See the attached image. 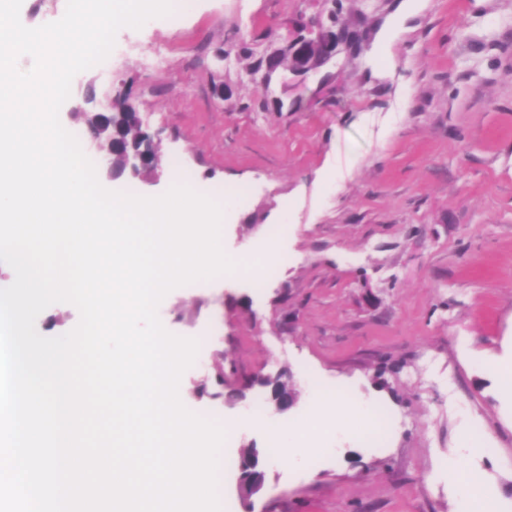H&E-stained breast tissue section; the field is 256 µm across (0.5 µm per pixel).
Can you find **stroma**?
Returning <instances> with one entry per match:
<instances>
[{
  "mask_svg": "<svg viewBox=\"0 0 512 512\" xmlns=\"http://www.w3.org/2000/svg\"><path fill=\"white\" fill-rule=\"evenodd\" d=\"M321 3L177 0L174 19L117 32L111 68L74 77L60 123L86 132L73 107L127 88L164 165L102 186L159 196L180 160L192 188L225 202L228 257H283L263 285L234 272L161 301L164 328L199 343L179 385L187 409L222 426L253 411L295 422L265 389L229 398L287 371L299 398L325 388L385 411L381 446L333 431L315 462L235 424L222 512H456L451 459L512 512V391L498 382L512 360V0H426L385 79L371 63L403 0H337L357 46L338 45L323 78L282 69L262 91L241 45L275 50L266 27L297 31ZM252 446L265 478L247 502L238 462Z\"/></svg>",
  "mask_w": 512,
  "mask_h": 512,
  "instance_id": "obj_1",
  "label": "stroma"
}]
</instances>
